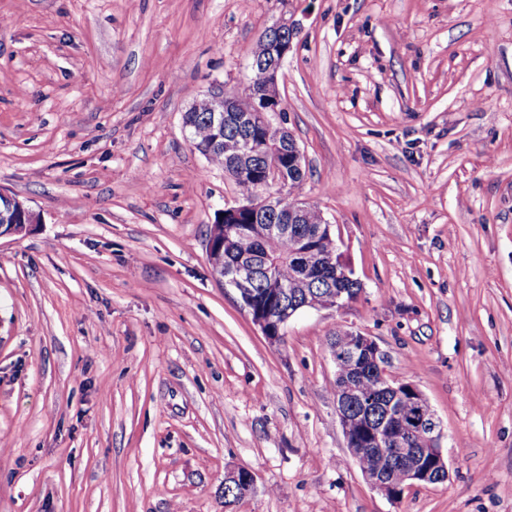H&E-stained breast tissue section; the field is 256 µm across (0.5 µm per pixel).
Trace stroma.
Instances as JSON below:
<instances>
[{
	"label": "stroma",
	"instance_id": "stroma-1",
	"mask_svg": "<svg viewBox=\"0 0 512 512\" xmlns=\"http://www.w3.org/2000/svg\"><path fill=\"white\" fill-rule=\"evenodd\" d=\"M284 15L300 197L363 290L273 343L209 262L241 190L182 116ZM0 189L39 216L0 238V512H512V0H0ZM339 330L427 398L447 480L363 478ZM230 483L235 484L237 487L240 488L241 492L245 495L250 494L255 486V478L254 475L247 469L238 467L231 469L225 478L224 481V487L229 485ZM227 487L224 489V504L230 505L233 504L238 496H239V490L236 486Z\"/></svg>",
	"mask_w": 512,
	"mask_h": 512
}]
</instances>
